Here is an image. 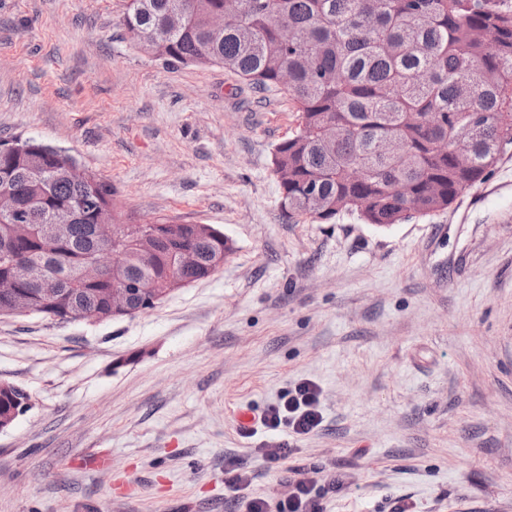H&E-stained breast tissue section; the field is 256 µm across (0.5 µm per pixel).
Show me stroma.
<instances>
[{
	"mask_svg": "<svg viewBox=\"0 0 512 512\" xmlns=\"http://www.w3.org/2000/svg\"><path fill=\"white\" fill-rule=\"evenodd\" d=\"M124 5L0 0V141L60 147L134 222L209 224L234 252L131 318L0 316V383L29 396L0 431V512H280L297 468L343 475L314 483L322 512H512V150L430 216L288 218L285 89L165 62ZM306 380L313 432L239 429Z\"/></svg>",
	"mask_w": 512,
	"mask_h": 512,
	"instance_id": "obj_1",
	"label": "stroma"
}]
</instances>
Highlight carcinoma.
<instances>
[{
	"instance_id": "1",
	"label": "carcinoma",
	"mask_w": 512,
	"mask_h": 512,
	"mask_svg": "<svg viewBox=\"0 0 512 512\" xmlns=\"http://www.w3.org/2000/svg\"><path fill=\"white\" fill-rule=\"evenodd\" d=\"M224 11V31L209 17ZM120 25L131 40L169 62L222 64L250 85L280 84L288 69L297 131L272 152L288 217L327 223L336 206L366 223L397 224L451 206L484 183L512 146V0H126ZM464 142L471 163L457 159ZM30 150L0 154V186L9 183L29 211L32 231L0 216V247L47 265L55 289L0 288L30 304V313L61 322L78 314L107 322L116 281L80 273L102 244L93 226L112 214L125 223L112 185L93 176L70 179L68 154ZM363 168L367 178L354 177ZM155 248L142 251L138 230L119 243L127 280L148 277L175 289L178 252L198 264L180 274L209 276L221 235L202 237L191 224H144ZM15 387L0 392V417L26 409Z\"/></svg>"
}]
</instances>
